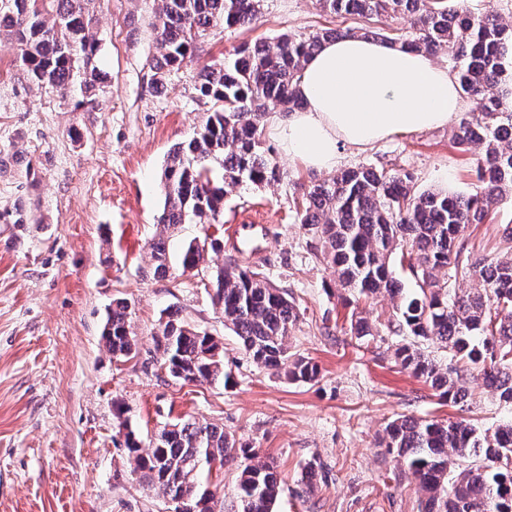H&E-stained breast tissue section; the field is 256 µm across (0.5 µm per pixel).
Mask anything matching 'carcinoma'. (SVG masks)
Listing matches in <instances>:
<instances>
[{"label":"carcinoma","instance_id":"1","mask_svg":"<svg viewBox=\"0 0 512 512\" xmlns=\"http://www.w3.org/2000/svg\"><path fill=\"white\" fill-rule=\"evenodd\" d=\"M334 15L367 20L406 19L402 46L429 56L445 53L462 95L475 109L452 131L457 148L476 161L467 194L417 189L407 170L358 165L304 187L299 221L316 241L314 256L334 268L343 305L352 308L350 332L359 341L378 335L360 315L359 302L390 297L384 321L401 340L391 345L396 365L409 371L433 395L470 406L468 376L476 374L505 403L512 404V224L505 225L510 252L475 256L465 229L481 224L506 196H512V24L493 8L474 11L464 0H317ZM92 0H0V34L19 45L18 63L39 88L77 86L94 100L105 76L89 68L96 51L91 33ZM261 0H161L152 22L157 54L148 61L152 88L161 91L172 72L191 61L201 40L217 26H250ZM369 36L363 28L324 29L283 36L275 47L243 44L198 73L196 89L213 104L194 136L176 144L161 173L163 207L159 232L150 243L154 275L169 273L167 234L181 224H218L224 196L243 183L268 186L280 170L261 134L273 112L303 107L296 93L307 58L323 41ZM205 246L191 241L182 271L199 269ZM407 267L412 285L393 269ZM446 270V278L438 272ZM213 304L224 327L254 363L291 381L315 383L317 367L290 352L288 336L299 311L288 290L257 269L235 263L210 269ZM467 282L468 288L457 284ZM413 336L448 351L442 365ZM106 349L117 358L136 351L128 306L108 314ZM155 348L168 375L183 383L226 382L219 341L177 318L160 320ZM124 431L130 472L182 512H215L211 465L237 463L236 512H275L281 481L277 464L224 427L192 418L162 426L149 441ZM380 446L404 463L424 493L421 512H512V423L478 431L466 421L443 423L404 416L390 421Z\"/></svg>","mask_w":512,"mask_h":512}]
</instances>
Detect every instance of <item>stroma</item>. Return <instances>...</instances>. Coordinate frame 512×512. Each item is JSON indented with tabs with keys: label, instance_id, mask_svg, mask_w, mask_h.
Here are the masks:
<instances>
[{
	"label": "stroma",
	"instance_id": "stroma-1",
	"mask_svg": "<svg viewBox=\"0 0 512 512\" xmlns=\"http://www.w3.org/2000/svg\"><path fill=\"white\" fill-rule=\"evenodd\" d=\"M160 0H94L92 60L108 77L92 104L75 92L37 88L0 36V512H171L153 488L131 475L114 416L147 436L177 417L224 425L279 466L276 512H420L422 494L395 458L377 445L400 416L458 421V406L438 401L395 366L387 342L359 343L348 330L330 268L317 260L295 206L301 185L321 172L273 147L281 177L242 184L224 199V221L184 224L168 240L170 274L154 277L149 245L162 205L160 173L172 146L188 139L212 109L195 90L201 66L246 41L283 34L358 28L365 19L332 17L317 0H262L247 28L216 27L191 62L156 94L145 66L156 52L151 28ZM445 126L391 137L371 150L340 148L341 167L405 169L419 189H472L474 160ZM33 221L13 224L16 209ZM253 213L269 226L254 255L224 247L210 263L261 269L288 290L301 315L288 344L320 370L318 384L280 378L248 359L211 301L208 273L183 272L192 239H223L224 227ZM512 199L465 233L476 254L504 250ZM125 301L137 352L116 360L101 333L114 301ZM177 314L224 347L229 384L180 383L161 367L153 334ZM480 429L512 420L479 378L468 381ZM326 481L302 493L308 464Z\"/></svg>",
	"mask_w": 512,
	"mask_h": 512
}]
</instances>
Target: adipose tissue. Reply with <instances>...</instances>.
I'll return each instance as SVG.
<instances>
[{"label":"adipose tissue","instance_id":"obj_1","mask_svg":"<svg viewBox=\"0 0 512 512\" xmlns=\"http://www.w3.org/2000/svg\"><path fill=\"white\" fill-rule=\"evenodd\" d=\"M303 110L272 114L282 151L306 167L334 169L340 145L373 148L398 134L447 126L463 106L456 78L423 53L342 37L306 61Z\"/></svg>","mask_w":512,"mask_h":512}]
</instances>
